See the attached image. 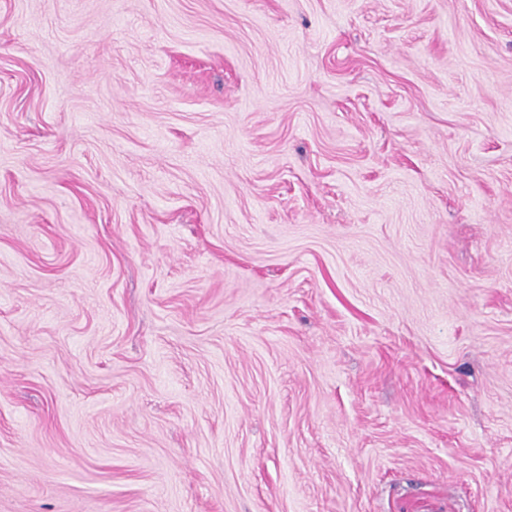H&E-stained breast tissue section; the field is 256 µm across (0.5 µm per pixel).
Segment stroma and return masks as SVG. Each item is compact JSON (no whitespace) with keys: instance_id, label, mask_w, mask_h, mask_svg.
Returning <instances> with one entry per match:
<instances>
[{"instance_id":"1","label":"stroma","mask_w":512,"mask_h":512,"mask_svg":"<svg viewBox=\"0 0 512 512\" xmlns=\"http://www.w3.org/2000/svg\"><path fill=\"white\" fill-rule=\"evenodd\" d=\"M0 512H512V0H0Z\"/></svg>"}]
</instances>
